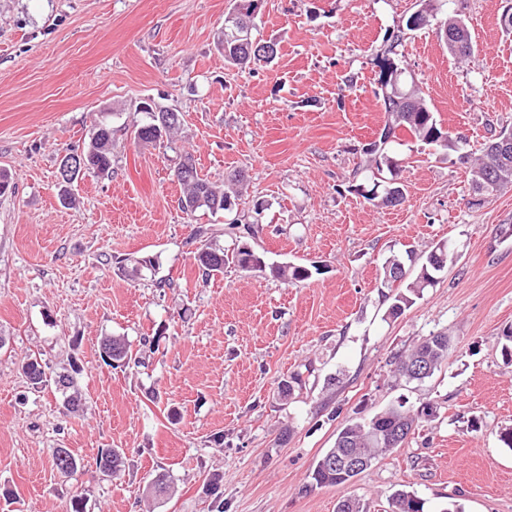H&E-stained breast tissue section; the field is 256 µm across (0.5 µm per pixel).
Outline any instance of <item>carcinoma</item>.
Returning a JSON list of instances; mask_svg holds the SVG:
<instances>
[{
	"mask_svg": "<svg viewBox=\"0 0 512 512\" xmlns=\"http://www.w3.org/2000/svg\"><path fill=\"white\" fill-rule=\"evenodd\" d=\"M238 2H240L238 15L233 20H224V30L220 32L217 40L224 44L221 49L224 53V62L242 69L253 60L260 58L270 60L276 56V53L260 55L253 52L250 54L238 45L239 37L252 34L255 28L254 11L260 8L259 0H238ZM421 7V13L417 14L414 20L406 22L408 30H415L436 16L439 10L438 0H422ZM398 71V65L393 60L384 59L381 65L382 95L379 96V100L382 102L386 120L378 138L365 148L366 170L371 172V184L356 186V191L363 198L368 201L378 199L385 207L397 206L404 200V188L384 180L383 177L385 171L393 177L397 176L396 165L388 155L387 146L398 139V130L403 129L409 132L415 140L426 145L440 147L450 152L458 149V140L443 130L421 92L414 87L404 90L400 83L393 82ZM149 108L151 112L147 113V123L156 124L162 127V130L160 134L154 135L144 130V125L141 124L135 127L134 139L143 146L172 147L176 144L175 134L180 129L181 121L167 120L168 115L171 114L169 108L156 104L149 105ZM497 141L499 137L493 135L491 140L484 144L481 155L464 156L463 163L470 169L472 188L475 193L482 188L488 192L493 190V187L485 183V178L495 170L506 172L507 179L512 181V156L505 161L502 160L494 149V143ZM87 173L103 178L112 176V128L107 124L99 123L93 128L88 144L82 151H73L62 158L59 166L62 197L68 198L67 186ZM175 175L183 187L179 207L189 217L199 209L211 212L231 211L242 198L245 180L240 178V172L233 173L222 184L212 182L200 175L194 155L185 148L179 153ZM452 259L453 256L446 244L435 245L421 261L418 273L413 280L400 283V290L384 295L385 300L390 302L389 313L394 316L401 314L405 308L413 304V297L420 295L427 288L434 287L437 283V274L443 271L448 261ZM197 262L201 277L206 281L212 275L224 271L226 264L224 250L208 242L198 253ZM272 272L277 278L286 282L305 281L312 276L309 268L293 263L274 266ZM100 351L103 352L101 355L103 362L110 367L115 363H139V360L133 359L129 345L120 336L103 337L100 341ZM423 357L428 358L432 370H438L448 358V337L443 334L425 337L400 358L397 364L398 374L408 381L411 380L412 367ZM21 370L35 390L50 381L54 382L62 392L66 393L64 399L66 410L71 414L79 411L82 402L76 392V375L80 372L77 364H70V368L62 372L48 373L46 366L42 365V360L34 356L22 362ZM402 419H404L403 414L390 407L367 422L351 421L345 424L337 434L334 447L315 464L313 479L316 484L339 486L349 483L358 475V472L336 467V458L343 457L352 450H359L367 460L375 459L376 454H383L385 450L379 447V442L373 438V428L393 431L400 425ZM122 460L120 451L114 448H103L98 453L96 464L103 471L114 475L120 471ZM52 462L55 468L65 475L73 473L78 468L76 458L66 448L55 449ZM170 489L167 476L163 473L157 474L147 486V492L155 498L169 494ZM390 505L391 512H424V503L418 501L416 495L405 491L393 495Z\"/></svg>",
	"mask_w": 512,
	"mask_h": 512,
	"instance_id": "cac0c4a2",
	"label": "carcinoma"
}]
</instances>
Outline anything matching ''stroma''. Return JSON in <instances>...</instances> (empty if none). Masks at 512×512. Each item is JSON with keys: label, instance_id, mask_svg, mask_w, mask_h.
I'll return each instance as SVG.
<instances>
[{"label": "stroma", "instance_id": "1", "mask_svg": "<svg viewBox=\"0 0 512 512\" xmlns=\"http://www.w3.org/2000/svg\"><path fill=\"white\" fill-rule=\"evenodd\" d=\"M418 4L263 0L253 35L277 56L239 69L214 46L233 0H0V170L13 182L0 195V512H67L75 496L84 512H336L347 496L390 512L399 490L424 512H512V448L499 440L512 427V190L473 204L456 154L406 135L388 150L404 202L376 207L354 190L385 121L382 58L466 151L512 126V36L499 25L512 0L446 5L477 44L461 62L437 21L405 30ZM147 98L182 113L179 142L205 177L246 172L245 224L181 211L176 152L134 140ZM106 112L112 176L86 175L63 204L60 160ZM200 227L225 252L245 245L313 275L287 284L229 264L202 279ZM440 241L452 263L389 315L386 260ZM137 260L149 266L133 278ZM439 332L447 361L425 381L399 378L400 356ZM105 336L142 365H105ZM28 356L55 372L77 361L78 413L63 414L55 386L31 388ZM401 399L439 414L350 484L317 485L340 428ZM57 448L76 472L53 467ZM102 448L122 449L117 476L96 473ZM160 472L171 492L148 498Z\"/></svg>", "mask_w": 512, "mask_h": 512}]
</instances>
